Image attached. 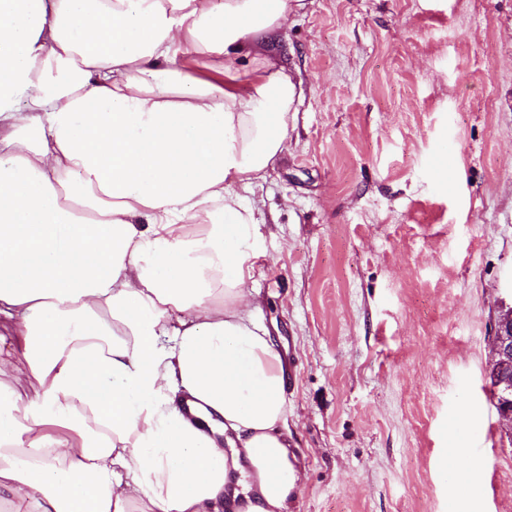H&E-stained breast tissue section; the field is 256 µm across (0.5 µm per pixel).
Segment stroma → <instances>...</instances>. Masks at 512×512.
<instances>
[{
  "label": "stroma",
  "mask_w": 512,
  "mask_h": 512,
  "mask_svg": "<svg viewBox=\"0 0 512 512\" xmlns=\"http://www.w3.org/2000/svg\"><path fill=\"white\" fill-rule=\"evenodd\" d=\"M298 98L256 202L293 512H512L492 322L512 307V0H302ZM456 454V469L442 460Z\"/></svg>",
  "instance_id": "obj_1"
}]
</instances>
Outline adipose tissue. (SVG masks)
<instances>
[{
	"instance_id": "adipose-tissue-1",
	"label": "adipose tissue",
	"mask_w": 512,
	"mask_h": 512,
	"mask_svg": "<svg viewBox=\"0 0 512 512\" xmlns=\"http://www.w3.org/2000/svg\"><path fill=\"white\" fill-rule=\"evenodd\" d=\"M295 0H0V512H292L249 189ZM251 58L191 78L176 56Z\"/></svg>"
}]
</instances>
